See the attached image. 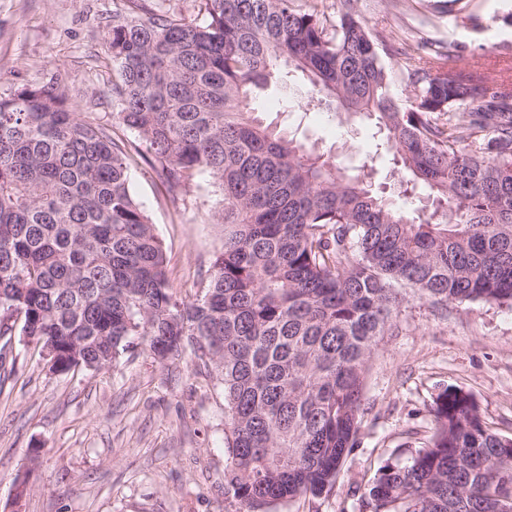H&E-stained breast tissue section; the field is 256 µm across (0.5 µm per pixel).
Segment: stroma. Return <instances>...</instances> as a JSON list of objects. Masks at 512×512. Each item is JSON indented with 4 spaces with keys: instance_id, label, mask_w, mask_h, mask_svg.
Wrapping results in <instances>:
<instances>
[{
    "instance_id": "stroma-1",
    "label": "stroma",
    "mask_w": 512,
    "mask_h": 512,
    "mask_svg": "<svg viewBox=\"0 0 512 512\" xmlns=\"http://www.w3.org/2000/svg\"><path fill=\"white\" fill-rule=\"evenodd\" d=\"M116 0H0V96L52 84L91 122L112 119V57L106 39ZM376 32L430 18L427 37L457 56L458 68L512 77V0H359ZM291 93L268 89L254 103L280 129L321 150L347 143V163L373 161L375 181L391 168L379 157L373 125L308 105L290 74ZM130 190L166 249L170 283L192 298L224 244L211 216L213 187L200 178L165 199L159 173L131 168ZM401 335L385 338L369 363L362 443L335 487L271 512H359L382 467L405 465L430 431L438 394L456 387L476 400L486 426L512 436V307L450 306L447 318L412 301ZM229 462L224 395L191 356L158 363L142 348L102 370L52 374L35 345L13 329L0 336V512H237L224 496ZM26 477L24 494L16 480Z\"/></svg>"
}]
</instances>
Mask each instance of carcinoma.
I'll return each mask as SVG.
<instances>
[{
    "label": "carcinoma",
    "mask_w": 512,
    "mask_h": 512,
    "mask_svg": "<svg viewBox=\"0 0 512 512\" xmlns=\"http://www.w3.org/2000/svg\"><path fill=\"white\" fill-rule=\"evenodd\" d=\"M107 48L112 121L89 122L52 85L0 97V336L50 347L61 371L101 369L134 340L188 354L224 394V496L241 512L319 497L356 448L372 351L402 331L410 301L512 306V83L458 72L453 54L359 19L358 0H201L202 20L125 0ZM308 83L315 106L374 121L405 196L275 132L259 91ZM409 90L403 95L396 82ZM160 170L175 198L199 175L219 193L224 245L192 300L170 286L166 251L129 187ZM408 465L385 466L368 512H512V437L449 387Z\"/></svg>",
    "instance_id": "carcinoma-1"
}]
</instances>
